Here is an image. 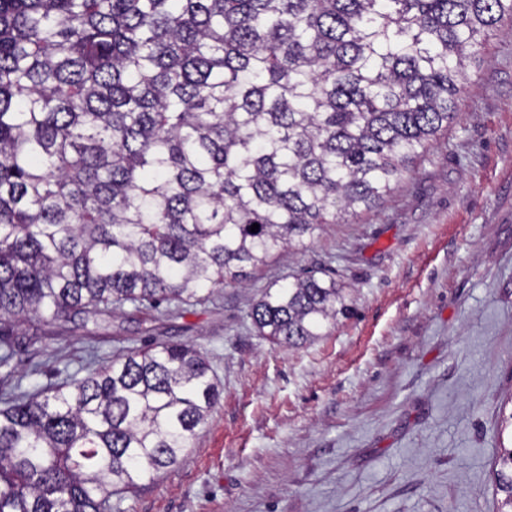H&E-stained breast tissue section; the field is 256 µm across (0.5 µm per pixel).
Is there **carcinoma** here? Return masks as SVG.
<instances>
[{"label": "carcinoma", "instance_id": "obj_1", "mask_svg": "<svg viewBox=\"0 0 512 512\" xmlns=\"http://www.w3.org/2000/svg\"><path fill=\"white\" fill-rule=\"evenodd\" d=\"M506 25L512 0H0V512H112L222 393L150 343L17 395L22 327L203 303L378 206ZM351 312L308 270L249 317L299 349ZM493 474L512 512V445Z\"/></svg>", "mask_w": 512, "mask_h": 512}]
</instances>
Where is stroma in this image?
<instances>
[{
  "instance_id": "obj_1",
  "label": "stroma",
  "mask_w": 512,
  "mask_h": 512,
  "mask_svg": "<svg viewBox=\"0 0 512 512\" xmlns=\"http://www.w3.org/2000/svg\"><path fill=\"white\" fill-rule=\"evenodd\" d=\"M457 120L384 201L328 224L212 300L131 307L35 343L28 383L60 382L155 342H184L224 390L180 462L117 512H498L491 464L512 393V34L468 69ZM353 309L299 350L248 316L303 270Z\"/></svg>"
}]
</instances>
